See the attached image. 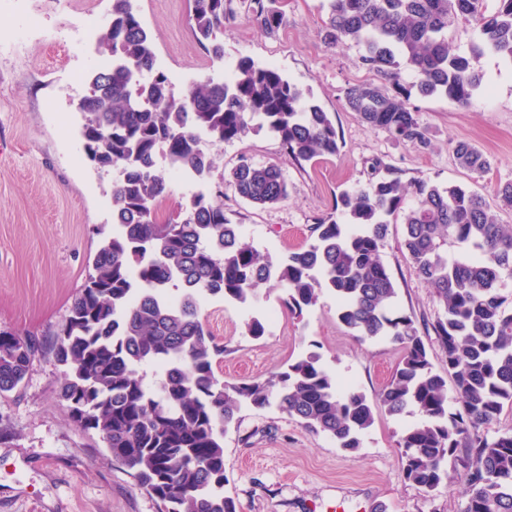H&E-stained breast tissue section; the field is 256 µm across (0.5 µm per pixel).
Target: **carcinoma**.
I'll list each match as a JSON object with an SVG mask.
<instances>
[{
	"mask_svg": "<svg viewBox=\"0 0 512 512\" xmlns=\"http://www.w3.org/2000/svg\"><path fill=\"white\" fill-rule=\"evenodd\" d=\"M498 3L490 11L486 0H328L325 43L354 44L358 63L395 89L351 86L347 108L393 141L429 151L427 129L408 104L412 90L473 104L483 82L477 56L488 51L512 61V0ZM249 12L268 34L285 23L280 0H250ZM233 16L231 0H192L197 39L217 59L224 50L216 33ZM461 21L477 33L467 52L448 37ZM97 46L112 63L92 73L78 111L86 156L113 175V227L52 348L62 367L58 398L69 417L99 436L160 512H237L224 492V435L243 408L275 409L350 452L361 447L377 410L417 414L420 421L396 439L405 480L432 494L456 479L464 483L462 512H512V427L494 438L481 432L512 408V292L504 293L512 289V227L496 213L512 209V182L495 187L493 208L476 191L427 177L371 180L342 194L346 222L320 220L311 242L283 257L242 242L224 206L202 190L182 217L163 220L168 186L158 155L201 182L218 167V147L254 122L304 161L336 153V127L277 67L248 56L228 78L176 93L156 67L133 0H112V21ZM403 61L415 74L411 84ZM453 154L471 173L490 169L466 142ZM228 182L257 206L288 198L274 164L242 161ZM392 217L402 219L414 272L434 288L440 313L431 328L448 379L435 370L415 319L397 308L398 291L381 259ZM269 282L297 316L328 289L358 342L386 339L399 347L376 402L341 388L315 352L264 379H219L216 357L224 348L207 330L200 300L219 296L250 306ZM40 351L34 340L0 329V394L23 382ZM148 367L160 373L155 388L145 382Z\"/></svg>",
	"mask_w": 512,
	"mask_h": 512,
	"instance_id": "1",
	"label": "carcinoma"
}]
</instances>
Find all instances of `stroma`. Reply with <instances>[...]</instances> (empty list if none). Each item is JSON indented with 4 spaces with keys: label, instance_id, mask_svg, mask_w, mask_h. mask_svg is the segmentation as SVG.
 <instances>
[{
    "label": "stroma",
    "instance_id": "1",
    "mask_svg": "<svg viewBox=\"0 0 512 512\" xmlns=\"http://www.w3.org/2000/svg\"><path fill=\"white\" fill-rule=\"evenodd\" d=\"M134 5L176 92L208 77L224 78L248 56L275 65L333 119L336 154L311 161L294 160L264 129L222 146L206 189L222 193L224 212L238 224L243 242L275 256L310 242L313 225L340 216L341 194L366 183L377 162L402 181L428 177L488 199L495 185L512 181V64L495 54L476 61L484 80L472 107L439 95H411L409 105L432 140L423 153L367 127L346 108V88L377 77L359 65L357 47L325 44V0H286V25L273 36L250 20L248 0H232L235 17L219 36L220 60L195 36L192 0ZM110 9V0H13L0 9V38L7 41L0 47V329L43 349L23 383L0 394V512H159L96 434L83 431L62 407L61 368L51 353L74 295L112 233L111 181L86 157L76 109L87 92L86 76L104 58L95 46ZM455 141L488 156L491 170L480 177L460 168L451 149ZM243 157L281 168L285 202L260 208L235 194L224 177ZM402 242L403 226L393 222L381 258L398 288L399 310L423 329L439 307ZM282 296L279 287L265 285L250 308L220 297L203 300L201 316L224 347L216 365L221 378L262 379L314 351L345 385L375 400L400 350L386 340L354 339L330 292L300 317L282 307ZM271 309L277 317L266 335L249 336L246 321ZM415 421L377 411L361 448L350 452L279 412L243 411L224 439L225 490L238 512H460L457 488L443 486L428 496L403 476L396 435Z\"/></svg>",
    "mask_w": 512,
    "mask_h": 512
}]
</instances>
